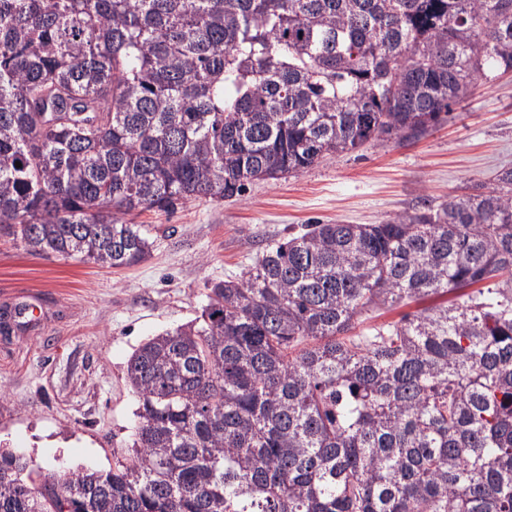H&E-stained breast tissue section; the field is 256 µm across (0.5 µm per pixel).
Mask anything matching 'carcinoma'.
Masks as SVG:
<instances>
[{
    "label": "carcinoma",
    "mask_w": 512,
    "mask_h": 512,
    "mask_svg": "<svg viewBox=\"0 0 512 512\" xmlns=\"http://www.w3.org/2000/svg\"><path fill=\"white\" fill-rule=\"evenodd\" d=\"M509 72L512 0H0V236L132 266L125 216L418 140ZM208 290L128 361L130 452L50 482L1 451L0 512H512V167ZM461 293H448L444 296H432L424 301L411 303L409 305H382L364 313L358 325L354 330V334H368L369 330L374 326L397 322L401 317L410 312H414L419 308H423L432 304L445 303L448 305L459 302Z\"/></svg>",
    "instance_id": "obj_1"
}]
</instances>
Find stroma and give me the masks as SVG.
Instances as JSON below:
<instances>
[{
  "label": "stroma",
  "instance_id": "35a3bbf8",
  "mask_svg": "<svg viewBox=\"0 0 512 512\" xmlns=\"http://www.w3.org/2000/svg\"><path fill=\"white\" fill-rule=\"evenodd\" d=\"M512 167V74L477 85L416 141H375L308 171L247 185L230 199L144 212L143 262L102 267L30 253L0 238V306L26 302L27 326L0 335V448L48 471L106 470L133 444L138 399L127 363L147 339L185 324L210 282L241 276L267 246L310 224H378Z\"/></svg>",
  "mask_w": 512,
  "mask_h": 512
}]
</instances>
